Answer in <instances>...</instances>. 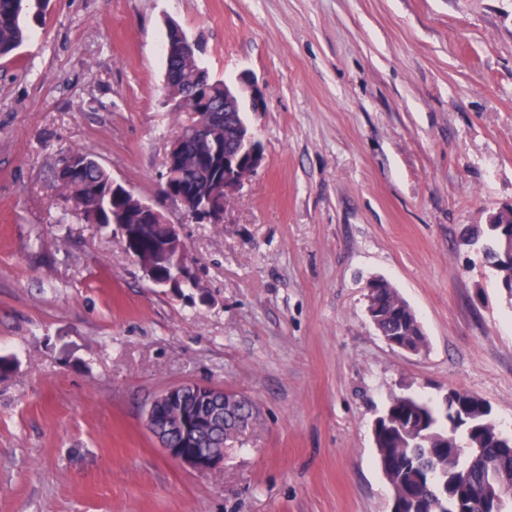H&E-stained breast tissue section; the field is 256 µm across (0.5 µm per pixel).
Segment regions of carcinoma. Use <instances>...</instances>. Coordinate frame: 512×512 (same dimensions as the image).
<instances>
[{"instance_id": "carcinoma-1", "label": "carcinoma", "mask_w": 512, "mask_h": 512, "mask_svg": "<svg viewBox=\"0 0 512 512\" xmlns=\"http://www.w3.org/2000/svg\"><path fill=\"white\" fill-rule=\"evenodd\" d=\"M40 6L41 0H0V57L22 45L28 36L23 15ZM166 98L180 122L186 112L211 113L206 134L185 137L189 163L170 178L178 186L204 189L214 138L224 137V81L212 78L198 60L168 58ZM63 160L69 165L55 171L57 186L88 223L110 228L114 215L122 224L144 218L148 201L133 193L112 195V174L90 150L73 148ZM485 264L512 277V261L504 259L493 242ZM372 305L382 331L413 350L427 349L416 313L389 281L374 289ZM451 393L448 403L439 406L412 395L388 403L374 435L381 469L408 503L407 512H476L483 496L491 499L484 512H512V433L501 429L477 395L459 389ZM252 424L246 409L225 418L224 441L237 438Z\"/></svg>"}]
</instances>
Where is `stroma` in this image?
<instances>
[{
	"label": "stroma",
	"instance_id": "obj_1",
	"mask_svg": "<svg viewBox=\"0 0 512 512\" xmlns=\"http://www.w3.org/2000/svg\"><path fill=\"white\" fill-rule=\"evenodd\" d=\"M170 21L266 97L223 223L166 206L203 301L153 287L54 178L80 146L157 198ZM24 22L0 57V512H390L372 428L393 396L466 390L512 429V293L462 242L512 205V0H47ZM373 276L426 352L370 324ZM187 381L257 406L219 472L144 424Z\"/></svg>",
	"mask_w": 512,
	"mask_h": 512
}]
</instances>
